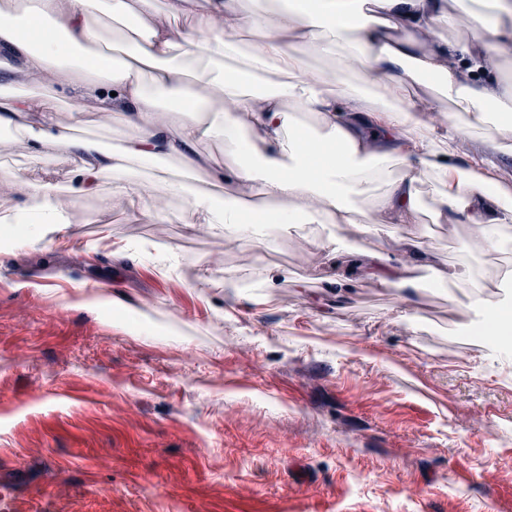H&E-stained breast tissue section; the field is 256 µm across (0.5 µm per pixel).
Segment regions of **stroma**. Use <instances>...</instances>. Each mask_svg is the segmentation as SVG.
<instances>
[{
    "instance_id": "obj_1",
    "label": "stroma",
    "mask_w": 512,
    "mask_h": 512,
    "mask_svg": "<svg viewBox=\"0 0 512 512\" xmlns=\"http://www.w3.org/2000/svg\"><path fill=\"white\" fill-rule=\"evenodd\" d=\"M60 124L103 146L134 130L123 113L74 123L77 93L47 83ZM446 105L456 162L501 155ZM74 155L50 159L0 134V176L71 186ZM156 190L206 171L133 165ZM116 199L64 195L75 223H0V512H512V344L481 343L471 283L434 284L452 265L498 282L512 245H474L467 224H239L190 230ZM420 235L433 259L412 301L381 287L355 250L394 254ZM333 236L337 262L312 244ZM247 287L224 292L225 271ZM97 295L119 309L89 306Z\"/></svg>"
}]
</instances>
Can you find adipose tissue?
Segmentation results:
<instances>
[{
    "label": "adipose tissue",
    "instance_id": "1",
    "mask_svg": "<svg viewBox=\"0 0 512 512\" xmlns=\"http://www.w3.org/2000/svg\"><path fill=\"white\" fill-rule=\"evenodd\" d=\"M457 25L450 0H276L259 16L238 0H0V51L13 59L0 71V130L36 150L53 144L75 154L77 191L107 206L140 195L124 179L132 163L167 158L193 169L199 144L224 140V196H192L215 233L247 217L260 233L377 218L414 224L429 178L438 185L435 221L473 225L498 248L512 225V192L496 189L483 162L454 164L452 139L427 123L440 102L462 105L470 127L512 152V78L476 80L487 45L475 31L440 35ZM261 27L265 35L246 49L245 33ZM340 47L359 64L354 83L305 62ZM244 54L247 68H225ZM48 73L83 89L75 119L121 112L136 135L114 149L70 136L52 99L19 87ZM292 105L315 121L307 133L314 154L296 141ZM376 185L373 214L359 216L353 200ZM244 193L256 208L242 203ZM37 216L69 223L55 185L36 187L13 225Z\"/></svg>",
    "mask_w": 512,
    "mask_h": 512
}]
</instances>
